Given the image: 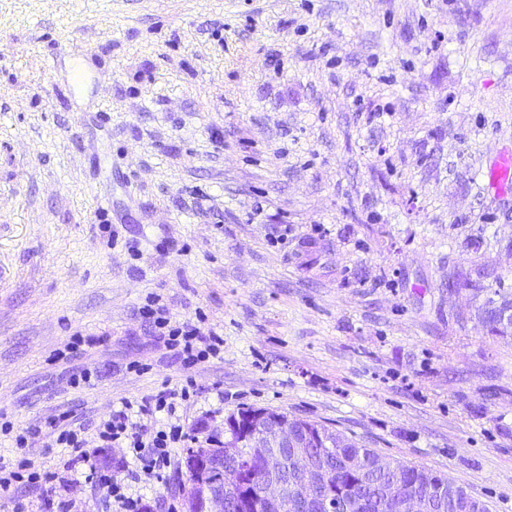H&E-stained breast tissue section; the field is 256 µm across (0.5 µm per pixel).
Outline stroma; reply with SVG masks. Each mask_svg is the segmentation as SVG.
<instances>
[{
    "label": "stroma",
    "mask_w": 512,
    "mask_h": 512,
    "mask_svg": "<svg viewBox=\"0 0 512 512\" xmlns=\"http://www.w3.org/2000/svg\"><path fill=\"white\" fill-rule=\"evenodd\" d=\"M506 151L512 0H0V410L176 389L157 293L224 339L194 447L273 409L512 512V335L461 284L512 291ZM77 330L107 341L55 361ZM187 454L152 484L92 461L185 512ZM489 183L498 189L511 190L512 188V156H503L489 172Z\"/></svg>",
    "instance_id": "obj_1"
}]
</instances>
